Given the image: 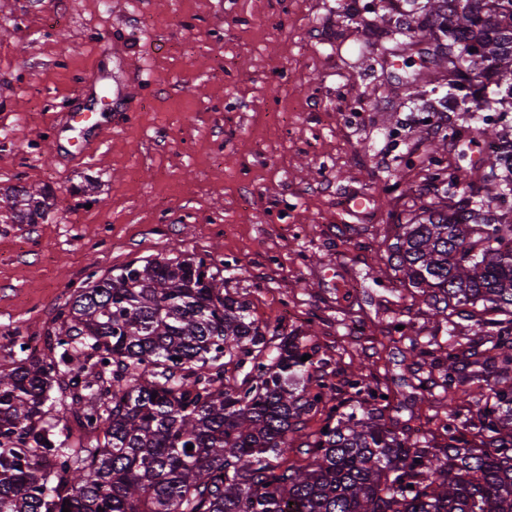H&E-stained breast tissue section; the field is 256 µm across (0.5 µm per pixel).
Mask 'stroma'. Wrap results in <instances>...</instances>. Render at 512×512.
Returning a JSON list of instances; mask_svg holds the SVG:
<instances>
[{
    "instance_id": "stroma-1",
    "label": "stroma",
    "mask_w": 512,
    "mask_h": 512,
    "mask_svg": "<svg viewBox=\"0 0 512 512\" xmlns=\"http://www.w3.org/2000/svg\"><path fill=\"white\" fill-rule=\"evenodd\" d=\"M350 2L0 0V191L56 195L38 223H0V335L50 328L89 275L208 256L257 323L387 386L385 419L443 415L411 347L445 344L447 326L376 271L396 225L444 194L430 173L482 186L486 145L456 108L421 121L398 80L404 60L428 67L416 50L380 66L374 18L407 0H358L347 21ZM90 107L98 125L73 121ZM455 129L464 149L442 142ZM281 296L298 320H280Z\"/></svg>"
}]
</instances>
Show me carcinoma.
<instances>
[{
  "label": "carcinoma",
  "instance_id": "carcinoma-1",
  "mask_svg": "<svg viewBox=\"0 0 512 512\" xmlns=\"http://www.w3.org/2000/svg\"><path fill=\"white\" fill-rule=\"evenodd\" d=\"M411 14L379 16L382 29L425 46L448 88L467 77L463 111L512 109V0H426ZM425 80L405 76L408 100ZM511 189L432 202L388 246L398 281L448 323L443 392L464 403L476 390L469 418L434 422L446 445L387 423L385 391L362 373L344 380L359 406L346 404L310 338L250 319L205 259H145L77 289L44 333L49 354L35 335L6 345L0 512H512V224L489 210ZM50 197L18 186L0 203L35 224ZM462 321L478 340H458ZM311 413L324 428L294 467ZM71 418L89 445L56 433Z\"/></svg>",
  "mask_w": 512,
  "mask_h": 512
}]
</instances>
